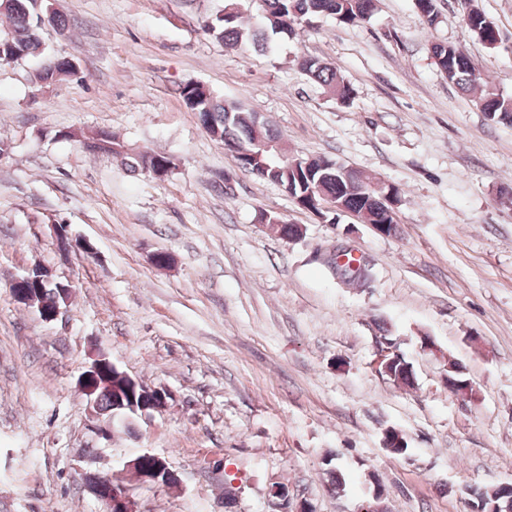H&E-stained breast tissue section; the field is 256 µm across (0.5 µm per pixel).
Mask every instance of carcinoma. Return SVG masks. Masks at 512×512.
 Returning <instances> with one entry per match:
<instances>
[{"label":"carcinoma","mask_w":512,"mask_h":512,"mask_svg":"<svg viewBox=\"0 0 512 512\" xmlns=\"http://www.w3.org/2000/svg\"><path fill=\"white\" fill-rule=\"evenodd\" d=\"M414 5L425 22L433 26L438 22L437 0H414ZM224 8L230 12L212 20L206 33L232 48L266 49L276 36L296 35V18L312 20L329 16L346 25H357L368 21L374 10V0H261L255 5V15L244 14L243 0H224ZM49 7L41 0H0V63L18 62L31 57H41L43 62L30 75L35 86L47 85L70 76L69 61L46 53V48L36 24L41 14ZM468 28L486 45L493 48L500 33L495 24L482 11L464 18ZM432 58L438 70L448 79V83L467 93L481 90L480 105L488 118L512 125V98L497 93L492 88H481L468 58L451 44L438 43L431 48ZM305 71L310 78L324 86L338 101L350 100L352 89L336 68L329 63L310 59ZM179 95L215 139L224 142L227 150L242 170H247L248 155L245 149L255 155L260 153L254 141L262 139L281 142L278 132L261 116L256 109L238 101L218 98L210 91L196 85L179 87ZM266 169L256 178L277 185L292 186L297 205H306L310 200L309 191L314 196L322 195L336 200L344 209L364 215L369 224H386L388 232L396 230V223L388 218L387 204L383 194L391 192L400 198L401 191L395 185L380 188V183L364 176L355 178L347 172L346 166L336 164V168L320 172H307L303 167L288 169L285 162L276 156L263 153ZM33 287L38 289L37 302L52 303L58 295L62 282L44 279V273L35 269L31 273ZM393 383L412 387L415 382L413 365L402 356L391 366ZM475 505L480 512H490V506L497 504L507 508V498H512V490L503 487L473 490Z\"/></svg>","instance_id":"obj_1"}]
</instances>
